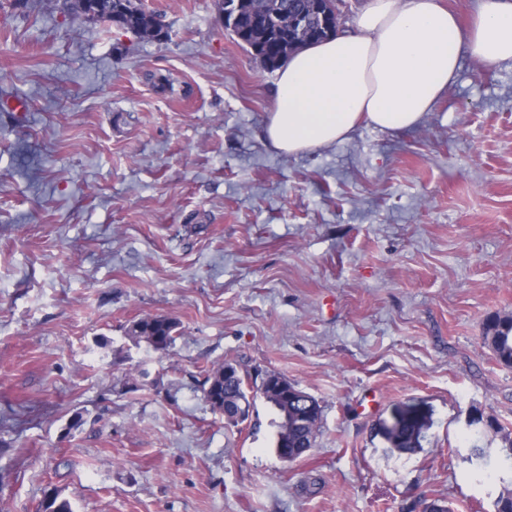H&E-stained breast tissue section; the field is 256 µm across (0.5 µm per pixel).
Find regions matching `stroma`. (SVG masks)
<instances>
[{
    "label": "stroma",
    "mask_w": 512,
    "mask_h": 512,
    "mask_svg": "<svg viewBox=\"0 0 512 512\" xmlns=\"http://www.w3.org/2000/svg\"><path fill=\"white\" fill-rule=\"evenodd\" d=\"M143 4L167 40L0 0V512H494L512 472L466 456L512 432L484 338L512 313V62L463 58L416 129L288 157L217 0ZM145 315L179 321L167 353L127 336ZM225 361L315 397L313 448L281 460L262 398L214 412ZM405 404L411 453L377 433Z\"/></svg>",
    "instance_id": "stroma-1"
}]
</instances>
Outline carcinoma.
Here are the masks:
<instances>
[{
	"mask_svg": "<svg viewBox=\"0 0 512 512\" xmlns=\"http://www.w3.org/2000/svg\"><path fill=\"white\" fill-rule=\"evenodd\" d=\"M271 4L283 7L290 16L303 17L306 23L283 27L271 9L258 19L254 12V0H238V18L232 31L237 40L249 48L254 57L267 68H278L289 54L336 32L338 15L334 14L335 0H326L320 10L313 8L312 0H271ZM128 21L131 29L148 31L153 28L156 16L145 12L135 3L128 14ZM126 334L137 344L147 336H157L163 344V351L167 352L179 335V322L173 317L154 315L145 321L131 323ZM485 340L497 360L511 367L512 316H494L486 325ZM214 385L219 388L224 411L232 417L240 415L248 418L255 394H267L263 386L255 381L249 382V377L240 374L237 369L231 376H224L222 363L202 374L200 387L204 398H209V387ZM320 418L321 408L315 400L310 404L299 400L287 407L279 405L277 419L273 424L278 436L283 435V430H288V444L284 445L281 440H276L275 451L286 447L291 458L301 457L315 443ZM428 427L426 418L419 417L415 407L408 405L400 410V416L392 428H387V424L383 423L378 434L388 447L411 453L421 447Z\"/></svg>",
	"mask_w": 512,
	"mask_h": 512,
	"instance_id": "1",
	"label": "carcinoma"
}]
</instances>
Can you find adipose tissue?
Listing matches in <instances>:
<instances>
[{"instance_id": "adipose-tissue-1", "label": "adipose tissue", "mask_w": 512, "mask_h": 512, "mask_svg": "<svg viewBox=\"0 0 512 512\" xmlns=\"http://www.w3.org/2000/svg\"><path fill=\"white\" fill-rule=\"evenodd\" d=\"M466 56L489 67L512 62V0H480L465 26L439 0H367L351 29L279 68L262 136L276 153L303 155L348 140L363 123L412 129Z\"/></svg>"}]
</instances>
